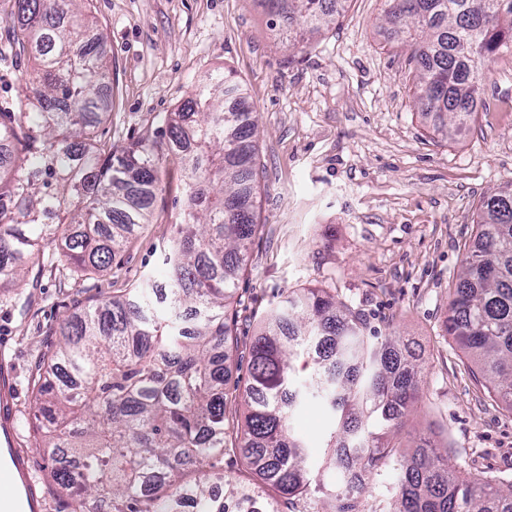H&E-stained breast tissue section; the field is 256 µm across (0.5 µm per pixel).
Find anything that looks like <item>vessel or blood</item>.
Returning a JSON list of instances; mask_svg holds the SVG:
<instances>
[{
  "label": "vessel or blood",
  "instance_id": "b4317fda",
  "mask_svg": "<svg viewBox=\"0 0 512 512\" xmlns=\"http://www.w3.org/2000/svg\"><path fill=\"white\" fill-rule=\"evenodd\" d=\"M17 386L12 364L0 362V512H47L45 497L39 496L28 456L20 446L16 425Z\"/></svg>",
  "mask_w": 512,
  "mask_h": 512
}]
</instances>
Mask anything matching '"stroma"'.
Instances as JSON below:
<instances>
[{
	"label": "stroma",
	"instance_id": "obj_1",
	"mask_svg": "<svg viewBox=\"0 0 512 512\" xmlns=\"http://www.w3.org/2000/svg\"><path fill=\"white\" fill-rule=\"evenodd\" d=\"M385 8L348 0L334 25L288 49L272 36L262 0H91L112 69V110L97 134L118 147L165 142V114L209 73L232 71L260 116L261 225L237 285L233 377L247 379L249 348L288 293L323 289L362 316L367 335L408 345L424 372L399 453L425 440L465 475L511 477L512 411L476 380L445 321L479 202L512 180V114L502 110L512 105V55L495 65L477 121L441 140L379 22ZM180 205L175 181L163 179L150 224L106 270L47 262L0 288V334L11 338L0 357L17 372V428L48 512L79 507L55 486L33 438L30 373L74 311L144 278L163 280L161 251ZM330 425L314 401L291 419L313 466Z\"/></svg>",
	"mask_w": 512,
	"mask_h": 512
}]
</instances>
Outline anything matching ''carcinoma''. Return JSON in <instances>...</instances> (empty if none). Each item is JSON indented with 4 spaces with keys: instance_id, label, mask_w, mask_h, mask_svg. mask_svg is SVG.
<instances>
[{
    "instance_id": "cac0c4a2",
    "label": "carcinoma",
    "mask_w": 512,
    "mask_h": 512,
    "mask_svg": "<svg viewBox=\"0 0 512 512\" xmlns=\"http://www.w3.org/2000/svg\"><path fill=\"white\" fill-rule=\"evenodd\" d=\"M79 0H10L15 55H32L15 112L0 111V287L44 261L82 271L112 264L149 223L161 175L182 182L181 220L164 249L165 282L147 278L86 306L54 330L58 348L29 377L36 433L51 477L112 512H512V479L464 477L447 452L423 444L397 457L395 438L418 402L421 369L392 339L364 335L360 317L326 291L294 292L266 320L226 423L228 309L259 228L258 115L218 73L164 118L168 141L114 148L94 139L109 115L102 36ZM347 0H266L272 27L296 48ZM392 45L410 51L421 111L473 122L481 86L512 51V0H386ZM446 332L493 396L512 409V184L485 196ZM313 363L301 382L294 359ZM315 398L330 413L323 466L354 482L338 491L312 476L291 408ZM232 452L246 481L218 491L205 474ZM397 473L387 505L361 498L362 477Z\"/></svg>"
}]
</instances>
